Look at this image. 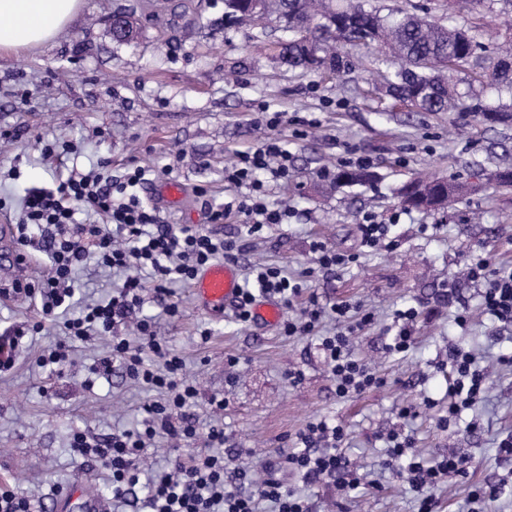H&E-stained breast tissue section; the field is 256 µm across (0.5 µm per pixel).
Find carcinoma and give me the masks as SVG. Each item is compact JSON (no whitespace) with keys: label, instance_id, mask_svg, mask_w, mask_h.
I'll use <instances>...</instances> for the list:
<instances>
[{"label":"carcinoma","instance_id":"carcinoma-1","mask_svg":"<svg viewBox=\"0 0 512 512\" xmlns=\"http://www.w3.org/2000/svg\"><path fill=\"white\" fill-rule=\"evenodd\" d=\"M261 5L257 12L253 0H224V26L279 19L289 37L280 45L278 60L290 68L344 72L352 62L337 46L383 43L389 50V57L381 59L389 66L385 89L393 98L410 101L422 112H448L459 105L455 73L465 71L471 82L496 91L491 111L512 113V80L498 78L497 64L481 63L473 27L451 17L444 24L415 13L383 15L363 0H261ZM467 191L454 178L440 183L431 177L406 181L398 195L409 209L421 211L429 201L434 210L444 211Z\"/></svg>","mask_w":512,"mask_h":512}]
</instances>
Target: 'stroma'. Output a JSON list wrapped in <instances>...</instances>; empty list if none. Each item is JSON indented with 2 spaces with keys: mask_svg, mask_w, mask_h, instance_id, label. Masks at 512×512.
Returning <instances> with one entry per match:
<instances>
[{
  "mask_svg": "<svg viewBox=\"0 0 512 512\" xmlns=\"http://www.w3.org/2000/svg\"><path fill=\"white\" fill-rule=\"evenodd\" d=\"M130 14L140 26L131 43L112 37V16ZM471 21L485 62L512 48V0H475ZM279 24L225 28L224 0H81L73 21L49 44L0 54V225L17 224L25 195L53 187L68 169L121 176L130 161L153 169L140 197L175 182L183 199L161 205L178 226L208 228L210 208L224 203V168L238 151L264 135L254 125L258 105L283 115L279 134L293 156L288 184L271 185L269 201L289 204L288 223L264 228L240 252L238 268L283 267L307 276L308 287L327 303H360L373 323L353 339L355 354L387 379L384 387L340 399L324 354L313 336H285L280 326L239 323L233 311L214 316L195 303L191 287H171L175 317L162 315L151 286H144L142 312L155 316L160 337L185 361L198 397L190 408L198 428L189 442L157 437L143 456L145 471L169 457L198 460L212 454L210 426L223 425L228 471L274 469L290 489L305 493L313 512H415L417 495L394 471H381L383 439L390 431L411 433L428 458L465 455L467 477L436 488L441 512H468L472 486L512 471L497 456L498 438L512 431V367L496 363L512 352V326L483 315L479 289L465 275L467 262L485 256L512 266V189L490 184L454 208L426 213L404 209L397 198L413 175L435 173L472 180L477 169L512 167V126L481 123L477 106L493 102L492 90L460 81L463 111L421 112L386 96L374 66L379 46L349 49L351 70L305 73L280 64ZM315 118L319 128L294 137L296 118ZM68 151L48 158V142ZM371 157L376 180L336 186L318 172L339 167L348 150ZM388 224L391 247H363L357 226L364 213ZM320 240L357 255L348 270L307 275L310 244ZM454 290L458 303L441 295ZM412 305L421 315L408 352L387 353L384 343L396 309ZM471 319L455 324L461 311ZM62 325L46 322L24 337L14 366L0 374V490L27 496L36 512H53L58 491L80 482L93 492L110 488L109 472L93 457L76 455L73 433L99 439L139 425L141 406L156 393L121 372L93 377L89 367L109 355L111 340L74 341L71 361L49 375L39 359L62 337ZM208 338H201V331ZM476 350L489 367L488 392L455 427L436 421L448 407V379L440 371L449 344ZM302 372L299 384L288 381ZM224 399L214 411L212 397ZM415 406L416 419L399 411ZM330 417L345 425L344 452L358 463L361 486L354 498L332 486H304L284 462L291 441L308 422Z\"/></svg>",
  "mask_w": 512,
  "mask_h": 512,
  "instance_id": "obj_1",
  "label": "stroma"
}]
</instances>
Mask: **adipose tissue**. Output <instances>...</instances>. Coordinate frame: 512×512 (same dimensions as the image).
Returning <instances> with one entry per match:
<instances>
[{
    "mask_svg": "<svg viewBox=\"0 0 512 512\" xmlns=\"http://www.w3.org/2000/svg\"><path fill=\"white\" fill-rule=\"evenodd\" d=\"M80 0H0V53L52 40L76 16Z\"/></svg>",
    "mask_w": 512,
    "mask_h": 512,
    "instance_id": "1",
    "label": "adipose tissue"
}]
</instances>
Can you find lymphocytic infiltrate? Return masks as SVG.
<instances>
[{"mask_svg": "<svg viewBox=\"0 0 512 512\" xmlns=\"http://www.w3.org/2000/svg\"><path fill=\"white\" fill-rule=\"evenodd\" d=\"M255 122L267 134L256 145L237 152L235 161L225 167L229 199L209 216L213 224L242 217L243 229L250 237L268 225L287 223L293 215L291 207H273L268 202L269 184L287 183L291 176L292 154L276 133L282 116L265 109ZM146 175L144 167L134 164L119 180L74 169L55 189L30 190L17 224V259L27 261L31 252L37 251L46 253L50 263L40 278L12 285L13 292L39 300L42 317L32 327L14 329L9 342L14 348L29 333L42 330L44 321L58 318L59 308L74 296L75 269L89 257H96L106 267L127 271L119 291L86 306L81 316L63 321V341L40 359L50 372L61 371L69 360L70 340L108 336L112 352L91 366V374L106 376L119 369L130 379L164 392L163 400L144 403L142 426L94 442L81 433L72 438L77 455L95 457L109 469L112 499L124 503L140 482L143 452L157 434L184 442L197 435L195 421L186 408L198 391L184 377L183 358L159 337L151 317L140 316L142 285L137 273L149 270L157 302L173 316L179 306L170 300L171 285L191 282L200 269L215 260L233 258L237 248L235 241L210 231L173 229L156 205L137 194L136 188L146 183ZM80 206L98 215L99 223L78 221L76 209ZM468 277L480 287L483 314L512 325V267L480 258L469 263ZM304 288V280L286 276L278 267L257 265L241 289L235 317L249 322L251 305L259 296L279 299L288 308L297 297H305L300 316L285 320L282 331L289 337H318L336 382L337 397L346 399L383 387L385 378L352 348L353 336L373 321V313L358 304L322 306L317 296L305 294ZM328 320L336 325L334 333L322 331ZM127 324L132 325V333L124 332ZM145 350L152 354V363L144 362L141 353ZM448 367V411L439 418L443 426L483 398L488 380L486 370L476 367L474 355L455 346L448 349ZM346 439L345 427L335 420L321 418L308 423L286 457L289 469L311 485L331 484L346 492L358 488V472L342 452ZM386 443L388 457L399 464L397 477L423 493L418 512H439V503L429 495V488L451 475L466 476V461L454 453L428 460L405 434H390ZM263 501L274 503L275 512H312L308 499L276 479L256 483L243 471L225 476L224 459L219 455L192 465L178 458L168 461L166 471L150 478L142 506L147 512H259Z\"/></svg>", "mask_w": 512, "mask_h": 512, "instance_id": "lymphocytic-infiltrate-1", "label": "lymphocytic infiltrate"}]
</instances>
